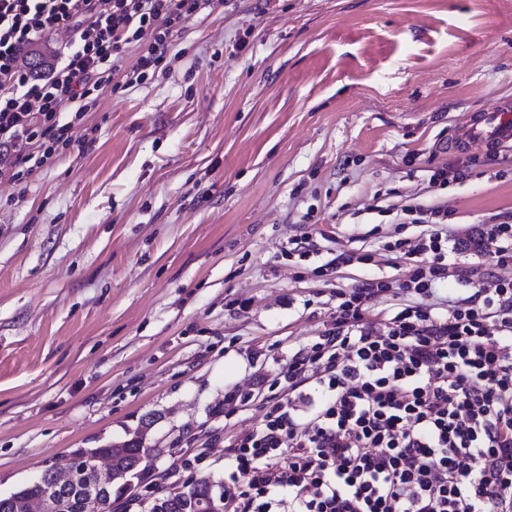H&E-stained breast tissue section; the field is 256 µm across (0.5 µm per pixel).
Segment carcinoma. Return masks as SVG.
Segmentation results:
<instances>
[{
  "label": "carcinoma",
  "mask_w": 512,
  "mask_h": 512,
  "mask_svg": "<svg viewBox=\"0 0 512 512\" xmlns=\"http://www.w3.org/2000/svg\"><path fill=\"white\" fill-rule=\"evenodd\" d=\"M46 63L47 55L39 48L25 53L24 64L31 72L42 69ZM96 452L111 458L113 463L111 496L100 512H116L137 501L131 490V481H144L149 472L148 462L151 456V449L144 446L143 436L137 433L118 448L105 445L96 449ZM210 487L209 478H200L180 492L157 497L152 504V512H199V504L208 497ZM41 493L42 488L36 482L25 486L18 490L13 509L23 512L27 501L39 497Z\"/></svg>",
  "instance_id": "1"
}]
</instances>
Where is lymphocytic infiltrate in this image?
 <instances>
[{
    "label": "lymphocytic infiltrate",
    "instance_id": "lymphocytic-infiltrate-1",
    "mask_svg": "<svg viewBox=\"0 0 512 512\" xmlns=\"http://www.w3.org/2000/svg\"><path fill=\"white\" fill-rule=\"evenodd\" d=\"M223 0H0V178L34 175L70 148L100 97L143 83L192 15ZM64 32L62 61L23 73L20 51ZM140 55L125 68V48ZM388 251L412 264L392 285L337 292L331 328L299 348L259 426L228 450L226 512H512V280L460 267L448 211ZM477 255L512 262V222L483 225ZM455 278L445 313L428 302ZM409 296L379 324V294Z\"/></svg>",
    "mask_w": 512,
    "mask_h": 512
}]
</instances>
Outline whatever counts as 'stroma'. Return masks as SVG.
<instances>
[{"label":"stroma","mask_w":512,"mask_h":512,"mask_svg":"<svg viewBox=\"0 0 512 512\" xmlns=\"http://www.w3.org/2000/svg\"><path fill=\"white\" fill-rule=\"evenodd\" d=\"M501 98L512 0H224L187 19L73 146L0 180V495L139 431L161 485H223L225 446L263 415L256 398L225 414V394L268 389L337 290L404 279L386 245L426 231L416 208H448L465 268L480 224L512 215V147L448 149Z\"/></svg>","instance_id":"obj_1"}]
</instances>
